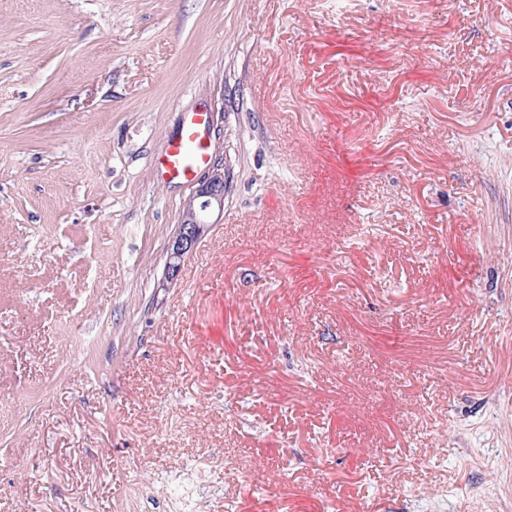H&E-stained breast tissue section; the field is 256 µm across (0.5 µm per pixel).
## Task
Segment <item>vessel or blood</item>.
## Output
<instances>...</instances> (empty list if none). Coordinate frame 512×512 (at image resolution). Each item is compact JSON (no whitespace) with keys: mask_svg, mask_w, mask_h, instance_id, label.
Wrapping results in <instances>:
<instances>
[{"mask_svg":"<svg viewBox=\"0 0 512 512\" xmlns=\"http://www.w3.org/2000/svg\"><path fill=\"white\" fill-rule=\"evenodd\" d=\"M212 115L207 111L188 113L176 138L169 140L157 161L164 178L184 184L191 183L208 161L207 135Z\"/></svg>","mask_w":512,"mask_h":512,"instance_id":"1","label":"vessel or blood"}]
</instances>
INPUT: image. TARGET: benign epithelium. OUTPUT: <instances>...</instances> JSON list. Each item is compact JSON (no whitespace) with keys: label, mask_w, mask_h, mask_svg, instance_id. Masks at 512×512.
<instances>
[{"label":"benign epithelium","mask_w":512,"mask_h":512,"mask_svg":"<svg viewBox=\"0 0 512 512\" xmlns=\"http://www.w3.org/2000/svg\"><path fill=\"white\" fill-rule=\"evenodd\" d=\"M226 191L224 159L218 157L214 159L195 195L185 204L182 222L166 250L163 274L156 284L158 290H165L176 283L182 266L191 256L198 241L209 230L207 217L213 212H224Z\"/></svg>","instance_id":"benign-epithelium-1"}]
</instances>
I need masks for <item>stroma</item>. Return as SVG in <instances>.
Segmentation results:
<instances>
[{
    "label": "stroma",
    "instance_id": "stroma-1",
    "mask_svg": "<svg viewBox=\"0 0 512 512\" xmlns=\"http://www.w3.org/2000/svg\"><path fill=\"white\" fill-rule=\"evenodd\" d=\"M0 512H512V0H0ZM212 115L207 111L188 112L176 138L169 140L157 161V170L164 178L184 184L191 183L208 161V131ZM226 191L224 158L216 157L195 195L185 204L182 222L166 250L163 274L156 284L158 290H166L176 283L182 266L209 230L207 217L216 211L218 215L223 214Z\"/></svg>",
    "mask_w": 512,
    "mask_h": 512
}]
</instances>
